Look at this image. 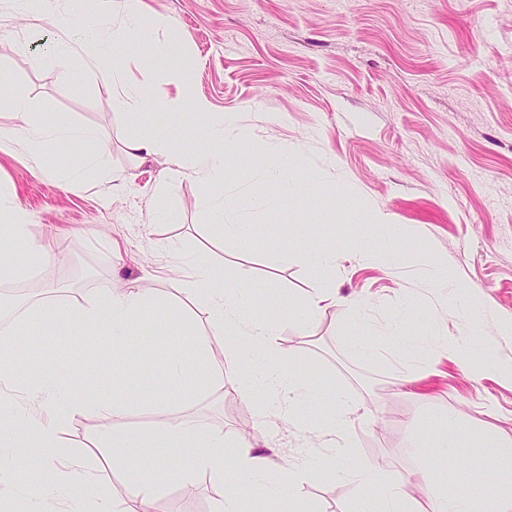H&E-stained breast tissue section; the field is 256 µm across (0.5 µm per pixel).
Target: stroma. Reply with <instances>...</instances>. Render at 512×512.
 Returning a JSON list of instances; mask_svg holds the SVG:
<instances>
[{"label":"stroma","instance_id":"1","mask_svg":"<svg viewBox=\"0 0 512 512\" xmlns=\"http://www.w3.org/2000/svg\"><path fill=\"white\" fill-rule=\"evenodd\" d=\"M149 42L117 48L110 57L136 83L151 88L157 103L134 117L119 105L120 89L87 72L82 56L67 68L48 62L60 41H84L92 25L112 21L104 11L94 23L62 12L57 25L11 11L0 0V127L14 118L12 89L27 93L46 127L73 125L96 137L75 143L55 139L42 157L0 152V195L6 205L28 212L29 235L53 237L55 256L30 275L0 282V330L10 336L41 328L54 340L22 361L41 373L58 362L55 383L66 390L73 367L97 362L80 390L85 399L101 389L134 397L124 425L145 429L179 416L198 427L237 438L241 421L254 424L251 443L278 449L274 465H297L310 453L328 454L329 437L288 423L283 395L252 396L232 388L216 395L206 381L190 396L169 386L161 363L170 351L191 355L172 322L159 320L143 334L152 355L132 362L111 342L69 346L57 354L56 337L68 335L56 312L113 288H131L179 304L176 270L204 255L217 277L249 272L255 286L297 305L319 288L335 289L337 303L323 308L308 326H283L280 343L304 366L318 387L333 385L353 402L352 463H366L413 476L420 461L408 446L410 425L432 427L448 411L466 428L512 435V384L472 374L444 358L431 373L413 369L402 382L396 363L358 358L348 348V300L366 302L367 333H385L405 316L417 336L456 338L471 333L489 341L492 356L512 359V339L500 338L493 322L468 331L464 319L438 300L417 256L436 257L456 287L478 295L502 318L512 317V0H143ZM176 41L194 58L191 95L212 111L234 114L256 151L278 148L298 166L315 169L318 185L268 203L267 189L250 163L230 161L222 187L179 171L174 156L136 157L128 139L150 127L187 149L202 148L189 123L165 102L178 86L168 78L175 60L158 57L154 44ZM105 150L113 171L126 174L113 189L89 169L88 157ZM78 170L79 183L63 173ZM223 194L243 221L277 229L305 224L310 234L288 245H258L212 235L210 199ZM388 216L385 224L368 215ZM365 233L387 241L402 258L387 271L363 261L351 238ZM333 250L329 270L314 256ZM274 423L255 421L258 407ZM100 423L74 415L63 435L69 451L84 456L98 479L83 489L121 495L123 479L104 472L90 453ZM465 468L449 480L489 497L502 477H487V448L459 438ZM12 492L0 512H30L28 491L56 483L55 472L29 463L14 467ZM222 487L209 474L188 483L171 480L154 496L156 512H215ZM300 496L310 512H357L352 486L321 471Z\"/></svg>","mask_w":512,"mask_h":512}]
</instances>
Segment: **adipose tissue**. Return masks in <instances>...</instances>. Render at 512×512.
Instances as JSON below:
<instances>
[{
    "label": "adipose tissue",
    "mask_w": 512,
    "mask_h": 512,
    "mask_svg": "<svg viewBox=\"0 0 512 512\" xmlns=\"http://www.w3.org/2000/svg\"><path fill=\"white\" fill-rule=\"evenodd\" d=\"M112 14V25L95 30L93 45L76 42L60 46L53 50L51 58L62 65L74 54L87 57L89 69L99 72L103 84L122 88L123 109L142 115L152 108L154 95L142 86L131 84L123 71L109 68L105 62L111 49L136 38H147L142 0H113ZM195 110L203 121L196 133L207 147L177 153V165L205 183L223 180L231 158L230 149L243 141L245 135L230 117L211 111L206 102H197ZM12 111L15 124L0 131L1 151H12L21 143L31 155L37 156L42 154L49 137L80 141L92 137L87 130L62 126L49 130L34 124L32 102L21 91L13 98ZM256 162L258 173L277 195L301 194L318 179L315 170L295 169L290 158L273 147L257 157ZM4 218L0 229L24 241L30 259L38 263L52 260L50 241L30 238L25 212L11 209L5 212ZM419 262L429 267L440 295L448 298L467 322L490 317V310L477 295H457L447 274L436 267L432 258L423 256ZM249 281L246 274L231 283L217 281L208 262L201 257L195 259L192 274L185 280L181 293L191 303L206 307L210 330L192 335V360L176 356L165 363L169 383L184 390L192 378L201 376L218 389L228 384L248 393L264 392L279 385L296 390L299 395L293 414L296 427L330 437L332 452L328 466L334 476L346 479L360 495L361 512H418L414 499L394 472L348 465L352 427L348 399L335 386L324 389L312 386L309 377L289 362L281 347L282 325L290 320L301 326L307 324L326 303L335 302V293L323 290L309 294L295 307L285 305L273 295L261 319L252 320L248 314L255 306V297L248 287ZM162 316L171 320L180 318L181 313L164 305L158 297L122 289L110 290L66 312L73 339H85L87 328L96 327L101 338L111 340L120 351L128 340L138 338L149 324ZM350 342L367 359L390 355L410 364L431 365L437 357L444 356L465 365L474 374L512 381L511 363L476 359L470 342L462 338L419 339L410 334L400 318L395 319L387 335L372 339L357 333L351 336ZM19 359L17 350L8 343H0V447L9 451L8 456L0 458V497L10 488L13 461L22 460L57 470L56 485L35 491L44 504H52L66 495L73 512H150L152 497L164 474L178 470L187 482L197 474L207 473L220 482L224 479V465L229 462L236 481L223 495L218 512H240L247 491L273 505L275 512H309L298 488L315 476L313 464L273 472L270 457L256 451L252 443L243 439L226 442L223 434L202 430L177 417L144 430H129L118 424L126 411L123 404L113 400L84 401L79 393L82 372L71 373L69 391L61 398L56 395L52 382L39 383L21 375ZM322 397L334 402L332 412L316 413V401ZM77 412L105 420L100 439L109 450L113 467H130V460H138L139 465L131 467L132 476L126 484L125 508H118L115 499L107 495L92 508L76 497V490L85 488L93 479L92 473L62 444L61 435ZM458 431L459 418L451 414L434 429L418 430L410 436L416 450L429 448L434 452L432 469L418 474V483L428 494L430 512H512V489L497 493L483 503L468 489L448 493L435 488L437 471L453 468L459 461Z\"/></svg>",
    "instance_id": "ef3b65f1"
}]
</instances>
